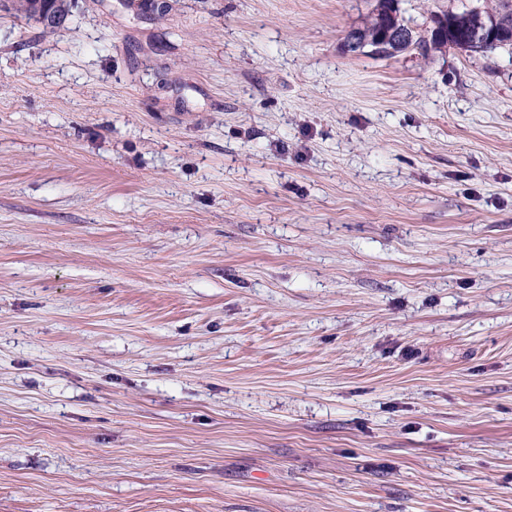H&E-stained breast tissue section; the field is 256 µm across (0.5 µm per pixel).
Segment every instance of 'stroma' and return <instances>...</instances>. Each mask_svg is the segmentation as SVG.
<instances>
[{
	"label": "stroma",
	"mask_w": 512,
	"mask_h": 512,
	"mask_svg": "<svg viewBox=\"0 0 512 512\" xmlns=\"http://www.w3.org/2000/svg\"><path fill=\"white\" fill-rule=\"evenodd\" d=\"M373 4L0 11V512H512V49ZM363 23L365 32H369L372 38H384L389 30L408 24V21L401 15L398 0H377Z\"/></svg>",
	"instance_id": "stroma-1"
}]
</instances>
